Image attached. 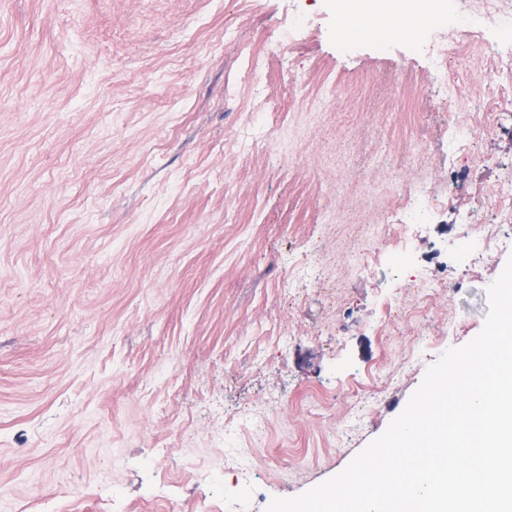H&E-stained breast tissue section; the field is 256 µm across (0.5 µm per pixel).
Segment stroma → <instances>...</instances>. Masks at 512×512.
I'll use <instances>...</instances> for the list:
<instances>
[{"instance_id": "35a3bbf8", "label": "stroma", "mask_w": 512, "mask_h": 512, "mask_svg": "<svg viewBox=\"0 0 512 512\" xmlns=\"http://www.w3.org/2000/svg\"><path fill=\"white\" fill-rule=\"evenodd\" d=\"M443 3L348 41L336 0H0V512H264L479 334L512 0Z\"/></svg>"}]
</instances>
